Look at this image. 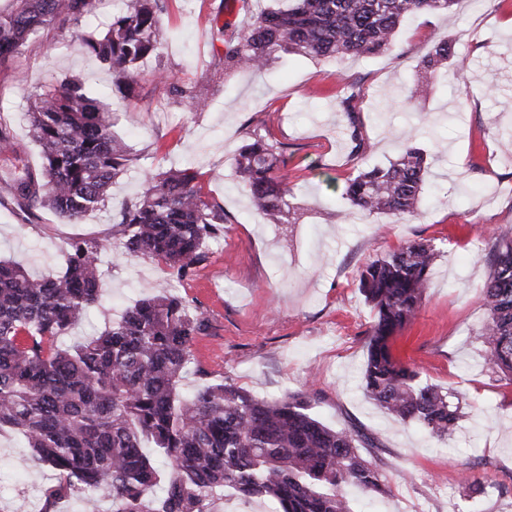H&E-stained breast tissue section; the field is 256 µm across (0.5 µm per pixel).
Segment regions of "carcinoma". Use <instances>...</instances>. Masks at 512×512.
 I'll return each instance as SVG.
<instances>
[{"label": "carcinoma", "instance_id": "cac0c4a2", "mask_svg": "<svg viewBox=\"0 0 512 512\" xmlns=\"http://www.w3.org/2000/svg\"><path fill=\"white\" fill-rule=\"evenodd\" d=\"M123 2L102 37H77L133 84L137 63L163 47L166 0ZM460 2L289 0L254 11L241 0L249 23L217 29V56L226 72H258L279 52L335 59L391 52L404 19ZM94 8L95 0H6L0 65L45 25L79 27ZM453 54V43H436L414 86L437 80ZM28 116L42 166L15 180L12 210L29 219L50 209L76 222L100 209L131 161L129 146L112 133V110L69 78L38 95ZM413 141L402 134L403 149L389 166L347 179L343 195L351 206L368 216L416 212L427 164ZM284 164L280 148L256 136L235 158V173L257 211L274 224H295L290 189L276 175ZM200 177L190 164L148 166L139 196L112 224L122 254L163 263L178 278L203 261L223 231L224 209L204 195ZM103 248L92 239L71 242L64 271L51 277L0 260V434L22 436L30 460L54 472L47 502L71 498L95 512L103 495L111 512H214L215 500L231 489L272 501L275 512H353L345 486L385 493L380 472L359 453L357 434L320 422L306 393L258 399L222 382L183 394L203 319L164 289L127 307L98 335L61 346L60 337L100 303ZM438 253L431 242L412 240L361 272L359 289L375 313L361 388L386 413L445 439L461 419L459 395L422 382L391 351L392 338L421 307ZM487 262V318L475 339L488 368L512 382V227L494 236Z\"/></svg>", "mask_w": 512, "mask_h": 512}]
</instances>
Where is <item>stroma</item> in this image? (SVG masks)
<instances>
[{
	"label": "stroma",
	"instance_id": "obj_1",
	"mask_svg": "<svg viewBox=\"0 0 512 512\" xmlns=\"http://www.w3.org/2000/svg\"><path fill=\"white\" fill-rule=\"evenodd\" d=\"M219 6L168 0L161 20L172 36L140 64L143 80L130 92L76 41L80 30L106 32L116 0H98L82 27L42 29L0 65V124L14 141L12 153L0 155V259L35 276L57 275L71 241L103 242L101 302L62 338L65 346L170 284L206 324L191 347L184 391L228 381L260 399L309 393L323 424L359 434L360 453L386 485L377 497L347 488L354 512H512V383L488 370L473 338L487 317L481 289L492 234L512 227V152L500 149L512 134V0H485L477 9L463 0L447 13L415 15L399 29L394 53L340 62L281 53L266 73L225 76L211 50L216 22L230 18ZM445 39L455 43L449 77L404 100L419 61ZM461 67L465 88L453 77ZM160 68L173 83L204 86L206 107L177 101L156 84ZM340 71L365 92L351 114L340 106L347 93L336 80ZM72 77L107 96L134 161L101 211L72 224L46 209L29 223L8 206L1 175L17 165L40 169L26 113L47 87ZM408 128L429 163L430 195L413 216L357 213L343 196L346 179L389 166ZM264 133L288 160L279 173L300 209L297 223H269L235 176L240 148ZM186 163L223 208L224 232L178 279L164 264L116 255L112 221L139 194L142 167ZM414 239L432 241L439 255L421 309L392 351L424 382L459 394L462 417L445 440L387 415L360 389L374 313L359 274ZM27 454L19 436H0V512H79L68 498L46 505L56 479L29 466ZM473 485L483 493L470 494Z\"/></svg>",
	"mask_w": 512,
	"mask_h": 512
}]
</instances>
